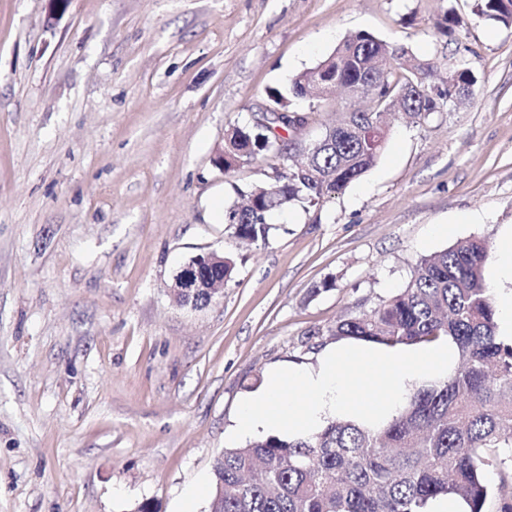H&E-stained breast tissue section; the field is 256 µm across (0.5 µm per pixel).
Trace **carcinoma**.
I'll return each instance as SVG.
<instances>
[{
	"mask_svg": "<svg viewBox=\"0 0 512 512\" xmlns=\"http://www.w3.org/2000/svg\"><path fill=\"white\" fill-rule=\"evenodd\" d=\"M478 15L512 28V0H474ZM430 64L405 47L362 31L344 40L315 67L296 74L290 91L316 99L324 81L367 89L368 106L344 112L325 128L334 145L313 163L327 181L288 177L244 192L254 203L224 208V223L253 241L266 240L267 215L288 205L317 204L375 166L387 129L382 116L400 112L416 125L473 95L474 76L457 65L432 98ZM282 113L262 128L232 126L224 135V171L239 161L279 151L278 130L295 132L289 99L269 92ZM488 251L472 238L424 256L405 288L371 311L343 318L327 330L396 349L455 344L460 364L448 376L422 383L387 422L371 427L331 420L301 438L261 436L226 448L212 466L211 512H428L439 497L462 499L468 512H486V476L512 479V343L497 334L493 291L483 276Z\"/></svg>",
	"mask_w": 512,
	"mask_h": 512,
	"instance_id": "carcinoma-1",
	"label": "carcinoma"
}]
</instances>
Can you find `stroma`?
<instances>
[{"instance_id": "35a3bbf8", "label": "stroma", "mask_w": 512, "mask_h": 512, "mask_svg": "<svg viewBox=\"0 0 512 512\" xmlns=\"http://www.w3.org/2000/svg\"><path fill=\"white\" fill-rule=\"evenodd\" d=\"M359 31L465 64L471 100L390 120L373 168L249 243L213 204L286 159L221 173L225 130ZM506 224L512 29L472 0H69L56 18L0 0V512H181L199 482L208 512L237 406L273 368L315 364L420 257L496 251ZM208 252L233 263L223 297L177 306L176 272Z\"/></svg>"}]
</instances>
